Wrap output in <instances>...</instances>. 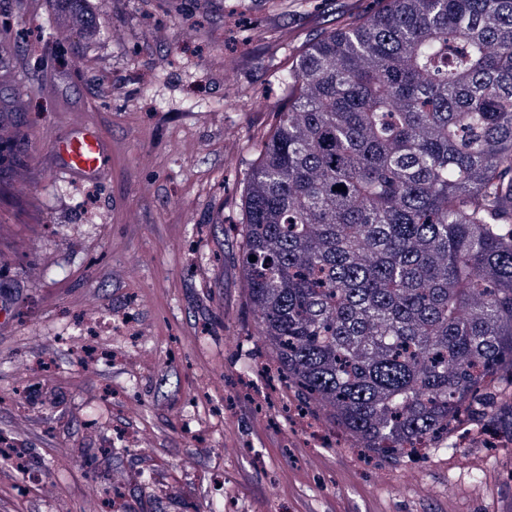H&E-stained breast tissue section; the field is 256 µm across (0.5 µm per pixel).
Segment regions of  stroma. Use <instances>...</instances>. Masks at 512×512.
Wrapping results in <instances>:
<instances>
[{
  "label": "stroma",
  "mask_w": 512,
  "mask_h": 512,
  "mask_svg": "<svg viewBox=\"0 0 512 512\" xmlns=\"http://www.w3.org/2000/svg\"><path fill=\"white\" fill-rule=\"evenodd\" d=\"M379 0H0L24 100L0 181V512H512V443L374 456L275 376L239 256L252 144L320 35ZM95 127L105 178L63 169L51 136ZM470 456L468 466L459 457ZM482 481H475L476 471Z\"/></svg>",
  "instance_id": "obj_1"
}]
</instances>
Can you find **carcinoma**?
<instances>
[{"instance_id": "1", "label": "carcinoma", "mask_w": 512, "mask_h": 512, "mask_svg": "<svg viewBox=\"0 0 512 512\" xmlns=\"http://www.w3.org/2000/svg\"><path fill=\"white\" fill-rule=\"evenodd\" d=\"M280 84L240 200L280 371L382 458L452 452L465 420L512 435L485 396L512 391V0H388Z\"/></svg>"}]
</instances>
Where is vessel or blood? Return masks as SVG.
Segmentation results:
<instances>
[{
	"label": "vessel or blood",
	"mask_w": 512,
	"mask_h": 512,
	"mask_svg": "<svg viewBox=\"0 0 512 512\" xmlns=\"http://www.w3.org/2000/svg\"><path fill=\"white\" fill-rule=\"evenodd\" d=\"M50 146L53 154L72 173L86 178H95L105 171L104 141L92 127L76 126L71 135L52 138Z\"/></svg>",
	"instance_id": "1"
}]
</instances>
